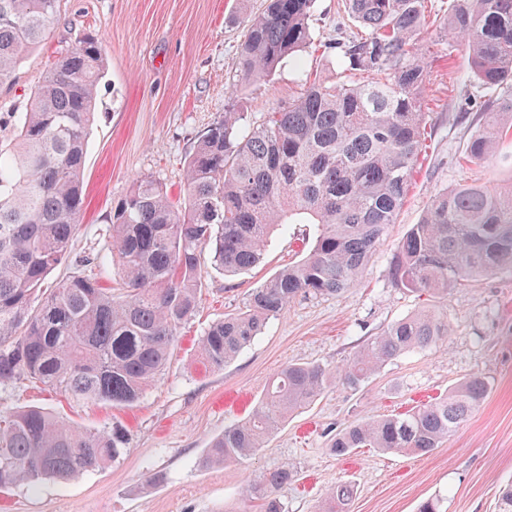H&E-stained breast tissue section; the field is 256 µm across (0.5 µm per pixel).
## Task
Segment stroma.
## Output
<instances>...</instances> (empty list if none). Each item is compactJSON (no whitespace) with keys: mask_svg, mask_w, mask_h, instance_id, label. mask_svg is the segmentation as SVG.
I'll return each mask as SVG.
<instances>
[{"mask_svg":"<svg viewBox=\"0 0 512 512\" xmlns=\"http://www.w3.org/2000/svg\"><path fill=\"white\" fill-rule=\"evenodd\" d=\"M263 6L264 0H60L47 43L21 63L12 87L0 90V147L6 149L14 136L11 112L25 106L56 56L86 33L103 40L107 67L88 136L80 230L71 259L50 272L44 289L72 275L73 257L87 254L97 256L95 272L110 283L116 269L104 216L113 201L141 177L182 199L184 160L225 109L252 120L299 96L302 72L335 80L336 45L353 29L341 0H317L312 47L267 77L242 80L243 29ZM423 51L430 68L420 168L354 284L337 294L297 297L216 369L198 353L205 330L245 311L257 288L301 259L316 227L288 225L272 236L255 268L235 275L201 254L199 306L181 326L162 373L133 407L76 403L26 379L0 386V412L39 406L89 429L118 422L130 439L109 467L0 492V512H260L249 489L281 466L291 473L277 490L286 512H328V495L340 485L351 491L348 512H417L431 498L439 499L441 512H498L500 488L512 482V273L472 278L436 296L395 286L389 262L436 192L465 181L512 182V137L482 164L461 169L457 160L487 96L472 77L463 44L438 42L432 26ZM430 306L448 317L446 344L402 354L357 387L333 385L282 422L247 460L199 467L210 441L248 414L283 367L337 369L393 322ZM473 375L487 383L484 398L430 453L332 451L336 433L350 423L434 402ZM157 472L165 479L155 484L150 477Z\"/></svg>","mask_w":512,"mask_h":512,"instance_id":"35a3bbf8","label":"stroma"}]
</instances>
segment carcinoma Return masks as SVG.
I'll return each mask as SVG.
<instances>
[{"instance_id":"cac0c4a2","label":"carcinoma","mask_w":512,"mask_h":512,"mask_svg":"<svg viewBox=\"0 0 512 512\" xmlns=\"http://www.w3.org/2000/svg\"><path fill=\"white\" fill-rule=\"evenodd\" d=\"M426 0H345L361 35L339 46L342 74L332 83L305 75L303 92L255 121L227 109L201 134L184 173L186 200L174 206L163 186L136 180L105 216L120 268L115 285L86 273L97 259L38 298L53 268L69 257L79 230L84 165L105 55L86 34L62 53L14 113L16 138L0 150V385L33 380L71 400L135 403L163 370L178 329L196 310L199 255L240 273L256 267L284 224H315L305 255L257 289L246 311L209 326L203 359L222 368L266 322L301 294H337L363 272L385 228L396 222L421 151L428 80L419 41ZM316 0H266L245 27L242 79L268 76L312 40ZM59 0H0V86L50 36ZM445 40L466 46L487 91L486 116L459 158L479 165L512 128V0H451ZM364 71L366 83L347 73ZM512 272V187L460 184L434 194L420 223L398 244L391 280L409 291L446 295L470 277ZM448 321L424 309L392 323L351 362L284 367L251 415L213 439L199 464L250 457L288 416L332 384L355 387L387 361L447 340ZM471 376L448 396L404 414L361 421L336 434L333 448L425 455L483 399ZM129 435L120 425L73 427L31 407L0 413V489L41 479L69 480L120 459ZM288 469L268 472L250 493L262 512H285L275 491Z\"/></svg>"}]
</instances>
